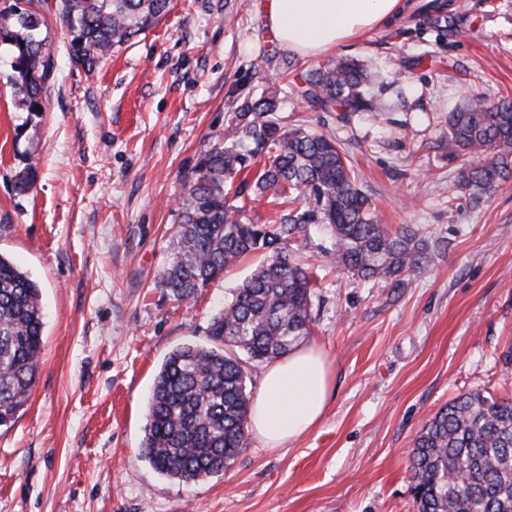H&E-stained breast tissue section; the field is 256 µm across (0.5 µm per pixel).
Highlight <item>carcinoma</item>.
Masks as SVG:
<instances>
[{"instance_id":"cac0c4a2","label":"carcinoma","mask_w":512,"mask_h":512,"mask_svg":"<svg viewBox=\"0 0 512 512\" xmlns=\"http://www.w3.org/2000/svg\"><path fill=\"white\" fill-rule=\"evenodd\" d=\"M43 5L16 7L15 28L0 27L14 46L7 82L30 112L43 109L54 60L41 29ZM169 0H59L56 15L69 36L72 64L91 73L115 49L153 27ZM368 66L354 60L322 65L301 76L296 93L312 107L377 112L367 92ZM276 94L245 98L224 135L205 150L178 209L164 284L181 300L195 297L242 257L266 260L211 320L212 344H184L165 358L148 408L142 454L161 474L200 481L232 467L246 446L247 361L284 356L311 332L316 272L294 262L283 245L326 226L336 266L361 281L422 270L436 249L419 224L393 232L379 223L358 187L347 154L331 137L274 119ZM448 147L463 158L460 188L474 198L512 172V100L480 95L448 113ZM270 194L291 204L276 224L245 223L227 202ZM42 293L28 272L0 254V427L13 423L36 384L42 349ZM407 472L415 512H512V397L462 393L421 428Z\"/></svg>"}]
</instances>
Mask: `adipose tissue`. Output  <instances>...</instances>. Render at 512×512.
<instances>
[{"label":"adipose tissue","instance_id":"ef3b65f1","mask_svg":"<svg viewBox=\"0 0 512 512\" xmlns=\"http://www.w3.org/2000/svg\"><path fill=\"white\" fill-rule=\"evenodd\" d=\"M403 7V0H267L265 19L282 48L313 58L380 28ZM332 386L328 354L312 341L294 346L262 372L250 433L269 449L300 439L323 419Z\"/></svg>","mask_w":512,"mask_h":512}]
</instances>
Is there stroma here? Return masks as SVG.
I'll list each match as a JSON object with an SVG mask.
<instances>
[{"mask_svg":"<svg viewBox=\"0 0 512 512\" xmlns=\"http://www.w3.org/2000/svg\"><path fill=\"white\" fill-rule=\"evenodd\" d=\"M44 2L55 70L42 112L16 102L0 43V253L44 307L31 399L0 428V512H414L422 425L460 393L512 395V177L472 199L447 123L469 96L512 98V0H405L402 17L317 58L280 50L264 0H170L91 74ZM341 58L393 83L385 112L344 120L293 95L300 74ZM269 87L278 121L344 145L382 224L426 225L446 247L401 286L358 284L312 231L297 258L321 278L311 338L334 365L321 423L278 450L248 438L229 470L173 480L141 453L155 376L177 346L210 344L212 317L259 263L176 299L163 279L177 204L243 98ZM27 167L37 178L20 194Z\"/></svg>","mask_w":512,"mask_h":512,"instance_id":"obj_1","label":"stroma"}]
</instances>
